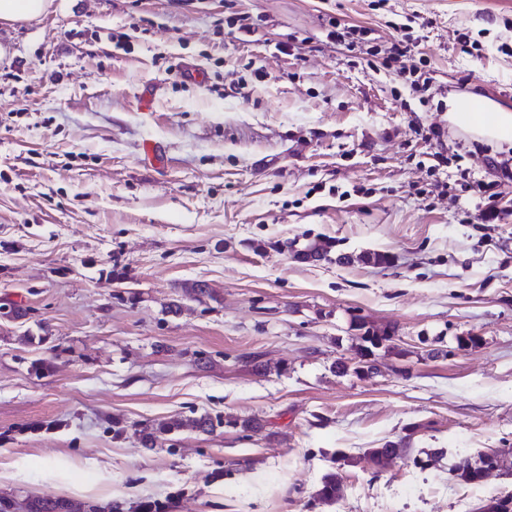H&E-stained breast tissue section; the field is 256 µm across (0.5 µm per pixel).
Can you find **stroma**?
I'll use <instances>...</instances> for the list:
<instances>
[{"mask_svg": "<svg viewBox=\"0 0 512 512\" xmlns=\"http://www.w3.org/2000/svg\"><path fill=\"white\" fill-rule=\"evenodd\" d=\"M0 47V512L512 493V465L454 472L512 448V186L477 223L497 154L446 102L512 109V0H52ZM313 243L326 258L300 259ZM203 415L225 423L141 440ZM389 442L406 453L374 466ZM208 428H213V422L211 420L205 419V418H195V419H176L173 420L165 425H162L159 430L149 429V428H143L140 430V433L142 435V440L146 446H153L156 443V440L158 439V436L156 435L159 433H171L175 430H180L183 428H192V429H200L203 431H206ZM509 456L510 453L503 452L499 449H490L489 451L484 452L481 457L473 462L468 459L464 460L458 465V474L468 476L474 472H478L481 481L487 480L491 476L498 474V472L503 469L504 461ZM460 478L466 483L481 482L480 480H477L475 476Z\"/></svg>", "mask_w": 512, "mask_h": 512, "instance_id": "1", "label": "stroma"}]
</instances>
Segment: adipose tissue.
I'll list each match as a JSON object with an SVG mask.
<instances>
[{
	"mask_svg": "<svg viewBox=\"0 0 512 512\" xmlns=\"http://www.w3.org/2000/svg\"><path fill=\"white\" fill-rule=\"evenodd\" d=\"M479 97L448 100V121L475 139L501 152L512 151V111L498 109L494 112H479L475 106Z\"/></svg>",
	"mask_w": 512,
	"mask_h": 512,
	"instance_id": "ef3b65f1",
	"label": "adipose tissue"
}]
</instances>
